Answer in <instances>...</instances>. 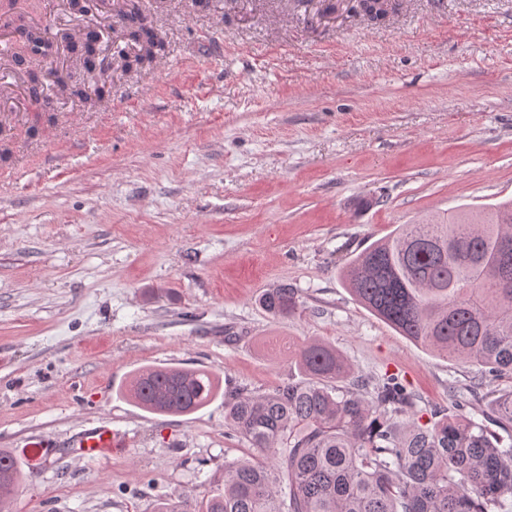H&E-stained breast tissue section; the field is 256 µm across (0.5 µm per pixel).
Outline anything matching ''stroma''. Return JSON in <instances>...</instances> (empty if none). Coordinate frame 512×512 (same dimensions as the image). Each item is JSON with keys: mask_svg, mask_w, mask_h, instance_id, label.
<instances>
[{"mask_svg": "<svg viewBox=\"0 0 512 512\" xmlns=\"http://www.w3.org/2000/svg\"><path fill=\"white\" fill-rule=\"evenodd\" d=\"M163 39L89 111L40 88L0 119V448L31 479L13 512H185L253 456L224 401L145 412L144 366L225 391L300 379L318 340L355 380L399 377L418 413L479 415L512 375L431 353L338 273L401 224L512 200V0H395L321 21L307 0H138ZM288 285L301 308L260 296ZM108 423L120 451L72 448ZM45 443L33 456L30 443ZM259 304L274 317H288L301 306L297 290L288 285L268 289L259 298Z\"/></svg>", "mask_w": 512, "mask_h": 512, "instance_id": "obj_1", "label": "stroma"}]
</instances>
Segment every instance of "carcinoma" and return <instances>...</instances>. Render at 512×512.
<instances>
[{
    "instance_id": "cac0c4a2",
    "label": "carcinoma",
    "mask_w": 512,
    "mask_h": 512,
    "mask_svg": "<svg viewBox=\"0 0 512 512\" xmlns=\"http://www.w3.org/2000/svg\"><path fill=\"white\" fill-rule=\"evenodd\" d=\"M139 53L129 69L164 51L136 7L125 14ZM59 94L93 110L104 92L80 85ZM340 277L356 301L401 335L491 373H512V202L461 207L424 224H401L353 258ZM274 317L300 307L280 285L259 298ZM304 378L224 398V419L258 458L224 461L223 486L197 512H508L512 503V390L494 397L483 420L433 411L415 418L414 394L391 375L364 392L330 385L346 372L336 351L310 341L299 352ZM124 396L138 408L185 415L221 390L203 370L140 368ZM25 473L0 449V510Z\"/></svg>"
}]
</instances>
